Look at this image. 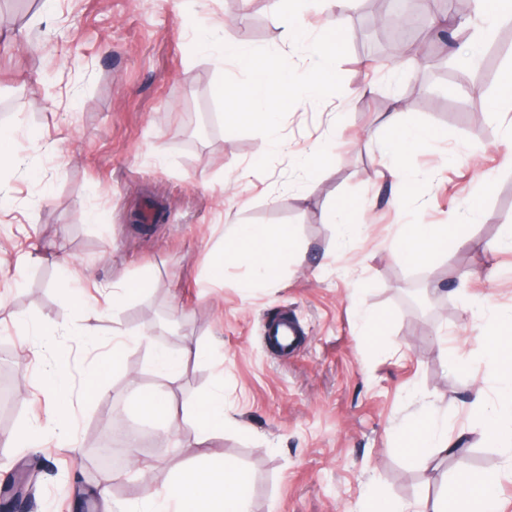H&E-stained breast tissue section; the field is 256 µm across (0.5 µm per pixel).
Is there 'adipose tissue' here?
<instances>
[{
	"mask_svg": "<svg viewBox=\"0 0 512 512\" xmlns=\"http://www.w3.org/2000/svg\"><path fill=\"white\" fill-rule=\"evenodd\" d=\"M484 20L478 32L461 45L457 58L462 65L475 67L481 61L500 18L512 15V0H477ZM385 125L393 133L385 166L400 183H416L419 175L410 166V158L423 143L439 138V130L406 123L403 112L387 113ZM449 229L442 224H407L402 229L399 254L409 264L423 262L448 243ZM302 259L294 232L288 225L234 224L224 236V248L208 268L209 282L224 280V267L245 264L255 270L258 279L271 281L281 258ZM484 317L490 328L485 338V359L498 376L495 401L484 391L473 395L472 407L482 414L489 443L503 449L505 464L512 468V313L488 307ZM39 387L51 402L54 414L52 430L27 424L16 430L10 443L16 448L40 444L52 434L70 441L72 397L63 368L45 371ZM191 425L199 442L233 425L224 403L223 389L208 393L191 410ZM410 462L419 468H432L435 461L453 451L448 434L439 425L435 411L418 414L404 432ZM502 503L495 477L466 473L457 477L450 496L425 504L422 512H501ZM142 512H251L248 479L242 469L228 459L203 457L200 463L171 471L157 469L145 476Z\"/></svg>",
	"mask_w": 512,
	"mask_h": 512,
	"instance_id": "1",
	"label": "adipose tissue"
}]
</instances>
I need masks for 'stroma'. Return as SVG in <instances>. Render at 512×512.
<instances>
[{"label":"stroma","instance_id":"stroma-1","mask_svg":"<svg viewBox=\"0 0 512 512\" xmlns=\"http://www.w3.org/2000/svg\"><path fill=\"white\" fill-rule=\"evenodd\" d=\"M342 21L341 93L288 112L280 133L290 150L265 173L252 166L268 140L222 129L217 75L195 52L192 28L276 44L269 0H56L50 13L27 0L0 29V129L13 132L28 161L0 169V353L14 357L6 374L17 403L0 426V491L33 467L24 512H133L144 465L176 469L206 451L243 469L252 512H362L372 493L417 512L422 497L445 495L446 477L468 471L497 476L512 512V471L470 408L476 390L496 387L478 310H512V252L497 247L512 226V123L487 107L512 46L479 82L434 77L419 49L392 56L402 74L390 88L358 41L354 16ZM367 83L372 92L361 94ZM396 97L409 121L447 133L413 155L419 184L397 206L383 168V121ZM330 138L335 164L294 184V155ZM474 198L485 216L463 226L466 245L416 265L397 256L402 225L458 223ZM342 203L364 227L343 246L323 219ZM228 222L290 226L303 264L282 262L264 288L242 289L254 275L244 265L209 283ZM60 255L72 262V280L55 263ZM119 277L148 283L115 311L98 287ZM69 291L97 308L102 339L93 348L55 338L72 381L73 441L9 447L20 424L52 419L38 384L45 362L14 316L74 326L79 315L63 304ZM362 307L382 318L379 338L362 327ZM151 316L173 318L172 337L126 345L102 389L85 397L82 379L111 356L113 332H140ZM283 316L301 334L285 356L263 339L266 324ZM186 344L204 354L176 380L154 371L155 346ZM450 347L457 363L445 359ZM135 384L168 394L180 412L223 388L227 410L248 431L228 428L202 445L180 421L178 439L158 435L126 453L101 495L105 470L92 446L99 425H149L134 408ZM430 408L460 451L428 474L407 461L393 433Z\"/></svg>","mask_w":512,"mask_h":512}]
</instances>
